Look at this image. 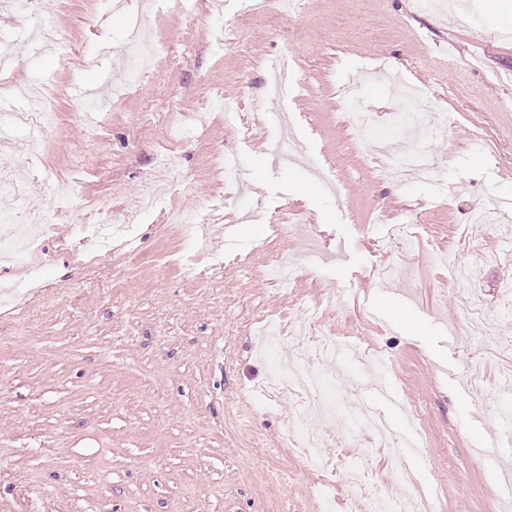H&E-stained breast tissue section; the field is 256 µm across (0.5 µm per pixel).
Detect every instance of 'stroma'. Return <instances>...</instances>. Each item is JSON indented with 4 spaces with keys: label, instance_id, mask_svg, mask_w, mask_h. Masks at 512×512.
<instances>
[{
    "label": "stroma",
    "instance_id": "stroma-1",
    "mask_svg": "<svg viewBox=\"0 0 512 512\" xmlns=\"http://www.w3.org/2000/svg\"><path fill=\"white\" fill-rule=\"evenodd\" d=\"M31 14L0 0V46L13 64L0 100L31 103L29 84L58 94L59 124L36 159L12 171L37 183L25 202L0 194V212L37 213L60 180L70 195L49 216L56 233L36 261L0 260V281L18 283L0 321V512H367L343 467L353 462L397 498L430 500L434 512H507L498 466L479 454L501 407L495 386L512 373V237L474 224L512 186V0H304L276 31L258 9L233 0H39ZM80 45L51 57L42 19ZM156 47L148 77L86 118L75 87L110 93L119 51L134 28ZM295 51L301 83L272 106L267 59ZM383 68L397 85H369L389 144L422 146L438 159L436 180L378 176L345 119L342 89L357 69ZM412 112L450 118L447 134L392 135L400 93ZM248 102L258 136L226 116L225 97ZM291 134L290 167L266 149ZM177 166L154 204L139 209L158 155ZM240 154V181L222 159ZM115 218L107 252L78 236L84 206ZM211 203L195 247L173 212ZM293 225L280 236L276 224ZM237 239L225 249L226 226ZM406 234L414 246L386 251ZM287 249L288 287L264 275L266 255ZM198 265V276L185 265ZM396 278L374 277L377 266ZM318 315L359 359L335 364L332 411L320 425L336 472L309 469L285 443L297 397L263 389L287 352L264 347L244 322L253 314ZM401 409L351 424L376 374ZM424 457L407 452L408 440Z\"/></svg>",
    "mask_w": 512,
    "mask_h": 512
}]
</instances>
